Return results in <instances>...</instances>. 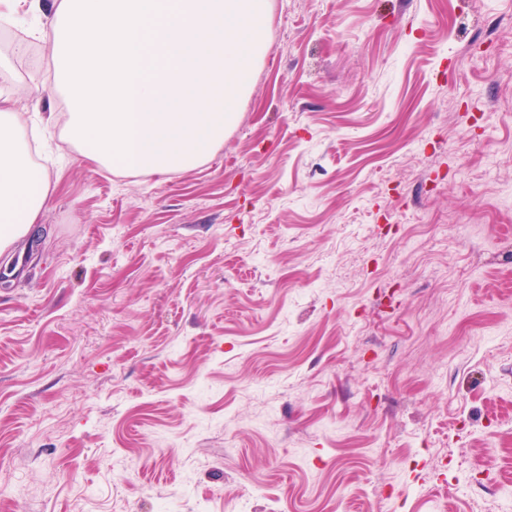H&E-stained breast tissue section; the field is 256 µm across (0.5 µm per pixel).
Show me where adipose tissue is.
Returning a JSON list of instances; mask_svg holds the SVG:
<instances>
[{
  "mask_svg": "<svg viewBox=\"0 0 512 512\" xmlns=\"http://www.w3.org/2000/svg\"><path fill=\"white\" fill-rule=\"evenodd\" d=\"M48 196L49 183L31 163L18 112L0 106V253L38 223Z\"/></svg>",
  "mask_w": 512,
  "mask_h": 512,
  "instance_id": "ef3b65f1",
  "label": "adipose tissue"
}]
</instances>
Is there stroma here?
Listing matches in <instances>:
<instances>
[{"label": "stroma", "instance_id": "35a3bbf8", "mask_svg": "<svg viewBox=\"0 0 512 512\" xmlns=\"http://www.w3.org/2000/svg\"><path fill=\"white\" fill-rule=\"evenodd\" d=\"M20 0L49 198L0 279V512H504L512 0H270L223 144L87 162Z\"/></svg>", "mask_w": 512, "mask_h": 512}]
</instances>
